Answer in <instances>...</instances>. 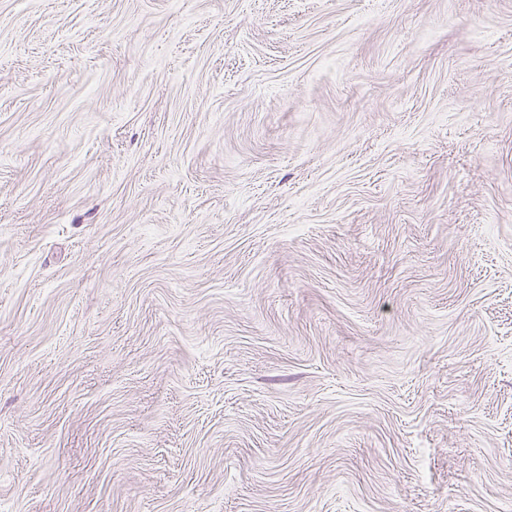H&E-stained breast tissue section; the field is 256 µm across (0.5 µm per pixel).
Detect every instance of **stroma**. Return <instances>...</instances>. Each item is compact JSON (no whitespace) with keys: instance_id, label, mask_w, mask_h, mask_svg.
Segmentation results:
<instances>
[{"instance_id":"stroma-1","label":"stroma","mask_w":512,"mask_h":512,"mask_svg":"<svg viewBox=\"0 0 512 512\" xmlns=\"http://www.w3.org/2000/svg\"><path fill=\"white\" fill-rule=\"evenodd\" d=\"M0 512H512V0H0Z\"/></svg>"}]
</instances>
